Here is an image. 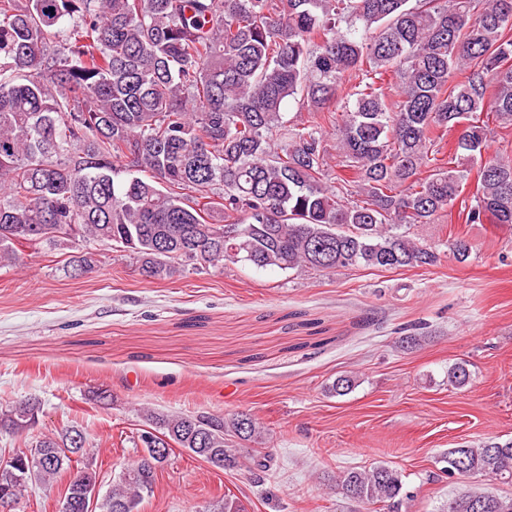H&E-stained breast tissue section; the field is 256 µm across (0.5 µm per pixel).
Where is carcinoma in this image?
I'll use <instances>...</instances> for the list:
<instances>
[{
  "label": "carcinoma",
  "instance_id": "1",
  "mask_svg": "<svg viewBox=\"0 0 512 512\" xmlns=\"http://www.w3.org/2000/svg\"><path fill=\"white\" fill-rule=\"evenodd\" d=\"M0 0V265L20 246L64 252L98 242L127 252L142 276L245 264L281 271L434 266L410 236L461 196L491 134L512 127V0ZM396 78V96L385 78ZM358 79L348 85L350 78ZM456 82L449 83V78ZM293 103L300 115L284 119ZM457 134L448 160L438 142ZM337 136L330 163L328 138ZM480 162V161H478ZM466 224L512 230V157L480 162ZM450 251L471 255L457 235ZM92 251L69 257L90 273ZM465 362L448 383L465 386ZM40 403L0 412V434L38 422ZM152 442L98 500L96 512H138L157 469L150 444L177 447L262 484L276 462L248 413L144 412ZM254 442L247 456L227 442ZM86 438L41 435L43 452ZM427 480L485 477L444 512H512V440L450 448ZM72 461L38 469L49 486ZM336 490L379 512H409L414 491L385 464L349 468ZM30 484L9 464L0 490Z\"/></svg>",
  "mask_w": 512,
  "mask_h": 512
}]
</instances>
